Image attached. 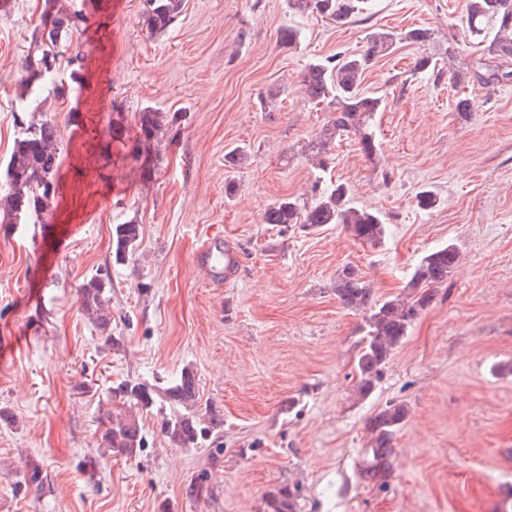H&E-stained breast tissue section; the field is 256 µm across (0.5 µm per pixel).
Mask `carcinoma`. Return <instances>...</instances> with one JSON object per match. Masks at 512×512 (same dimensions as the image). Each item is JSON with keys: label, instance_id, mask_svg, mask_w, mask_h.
Listing matches in <instances>:
<instances>
[{"label": "carcinoma", "instance_id": "1", "mask_svg": "<svg viewBox=\"0 0 512 512\" xmlns=\"http://www.w3.org/2000/svg\"><path fill=\"white\" fill-rule=\"evenodd\" d=\"M147 23L156 34L173 24L184 7V0H145ZM367 0H288V8L301 14H316L344 25L363 13ZM464 21L470 37L484 45L492 59H512V0H466ZM88 28V13L84 0H44L40 23L30 34L27 56L22 66L19 85L27 94H37L46 87L56 98L64 99L74 92L69 85L54 79L60 47L72 41L73 35H82ZM432 39L428 29L408 31L382 30L370 35L362 53L335 56L309 64L302 74V86L309 99L324 103L331 118L318 139L311 142L312 165L319 171L327 168L326 155L333 140L351 133L359 138V150L370 160L380 152L373 134V119L384 108L383 98L361 91L363 75L375 60L397 46L423 45ZM418 72L429 71L441 82L450 77L453 83H465L462 73L447 75L438 59L428 55L419 57L414 66ZM470 79L484 86L512 80V70L483 63L470 72ZM165 119L159 110L146 107L138 113L139 146L147 150L159 141ZM59 128L53 118L42 112L33 115L21 126L3 169L4 190L0 193V224H19L21 221L46 223L59 205V171L61 167ZM314 195L305 201L298 197L282 198L263 213V222L280 226V231L299 226L318 228L327 224L342 226L354 240L370 245L379 244L388 235L383 216L375 211L356 206L346 184L322 185L316 181ZM140 239V225L128 221L117 224L112 231V254L115 262L133 256ZM459 259L455 244L435 248L420 260L405 286L406 293L384 301L372 293L359 271L350 265L336 278V298L340 304L363 314L359 325L360 337L356 343L355 370L357 389L366 396L375 388L388 365L393 352L401 344L416 320L431 306L438 289L447 285ZM81 306L94 320L102 333L103 344L120 345L112 336V316L108 312V294L112 293L109 265L98 268L79 288ZM198 401L196 375L186 369L171 386L158 393L156 386L134 380H123L111 387L112 407L100 410L98 417L103 427L100 447L104 453L87 460L96 471L109 455L133 461L147 437L143 416L163 413L164 404H196ZM408 415L403 404L392 403L367 420L373 436L372 469L388 464L392 440ZM224 427V418L210 406L204 413L174 414L161 421V433L176 448H202L212 444ZM212 489L208 477L200 474L188 485V496L207 499ZM264 512H295L294 493L288 486H279L264 498Z\"/></svg>", "mask_w": 512, "mask_h": 512}]
</instances>
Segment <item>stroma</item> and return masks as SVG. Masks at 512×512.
I'll use <instances>...</instances> for the list:
<instances>
[{"label": "stroma", "instance_id": "obj_1", "mask_svg": "<svg viewBox=\"0 0 512 512\" xmlns=\"http://www.w3.org/2000/svg\"><path fill=\"white\" fill-rule=\"evenodd\" d=\"M184 3L155 35L144 0H112L96 37L62 48L92 53L83 81L93 95L43 91L27 103L59 122L62 197L48 219L55 239L0 225V410L12 416L0 422V512H260L279 485L295 512H512V83L457 89L414 69L451 44L447 68L481 58L465 0H370L345 25L289 12L287 0ZM42 5L10 0L0 11V167L23 115L21 65ZM288 26L300 33L292 46L280 41ZM393 28L433 38L399 46L364 75L363 90L385 102L373 124L381 151L369 160L356 136L342 137L321 175L383 214L384 243H358L335 224L282 233L263 223L269 204L307 198L319 176L307 147L330 112L306 96L302 71ZM273 87L274 107L261 109ZM461 94L473 106L464 115ZM148 106L169 118L149 166L131 152ZM237 146L246 161L225 163ZM424 189L436 197L428 210L416 200ZM130 220L140 242L113 263L112 229ZM217 236L237 254L222 288L194 264ZM451 243L461 257L447 288L360 396L362 316L339 303L338 272L354 266L383 300ZM106 263L117 349L103 347L78 293ZM186 369L200 402L224 418L215 445L173 447L147 416L136 460L82 468L99 450L112 384L170 385ZM392 402L408 415L389 468L374 474L366 421ZM31 460L44 482L25 491ZM202 472L214 493L197 501L187 487Z\"/></svg>", "mask_w": 512, "mask_h": 512}]
</instances>
